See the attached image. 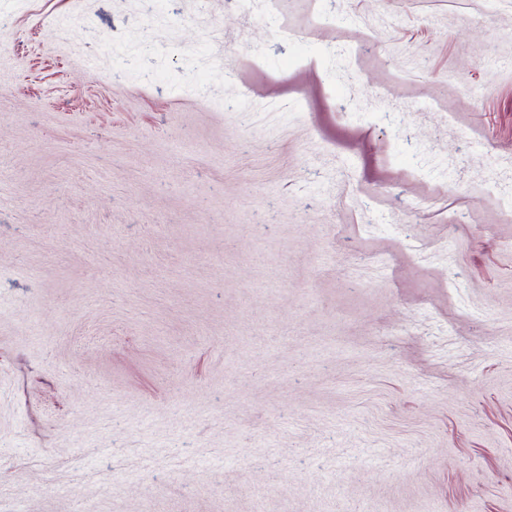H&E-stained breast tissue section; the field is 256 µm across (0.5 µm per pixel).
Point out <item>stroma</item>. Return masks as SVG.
I'll list each match as a JSON object with an SVG mask.
<instances>
[{"label":"stroma","mask_w":512,"mask_h":512,"mask_svg":"<svg viewBox=\"0 0 512 512\" xmlns=\"http://www.w3.org/2000/svg\"><path fill=\"white\" fill-rule=\"evenodd\" d=\"M0 512H512V0H0Z\"/></svg>","instance_id":"35a3bbf8"}]
</instances>
